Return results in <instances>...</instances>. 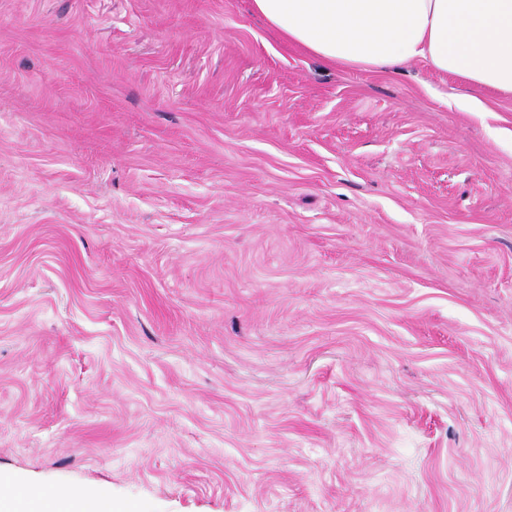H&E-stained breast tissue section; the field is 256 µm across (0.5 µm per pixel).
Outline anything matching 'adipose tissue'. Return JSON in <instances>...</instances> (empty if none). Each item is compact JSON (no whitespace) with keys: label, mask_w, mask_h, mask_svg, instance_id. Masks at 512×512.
I'll list each match as a JSON object with an SVG mask.
<instances>
[{"label":"adipose tissue","mask_w":512,"mask_h":512,"mask_svg":"<svg viewBox=\"0 0 512 512\" xmlns=\"http://www.w3.org/2000/svg\"><path fill=\"white\" fill-rule=\"evenodd\" d=\"M288 42L347 68L414 60L512 94V0H251ZM0 512H115L110 498L0 475Z\"/></svg>","instance_id":"1"}]
</instances>
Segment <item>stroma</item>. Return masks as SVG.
<instances>
[{
    "instance_id": "1",
    "label": "stroma",
    "mask_w": 512,
    "mask_h": 512,
    "mask_svg": "<svg viewBox=\"0 0 512 512\" xmlns=\"http://www.w3.org/2000/svg\"><path fill=\"white\" fill-rule=\"evenodd\" d=\"M250 0H0V473L122 512H512V94Z\"/></svg>"
}]
</instances>
